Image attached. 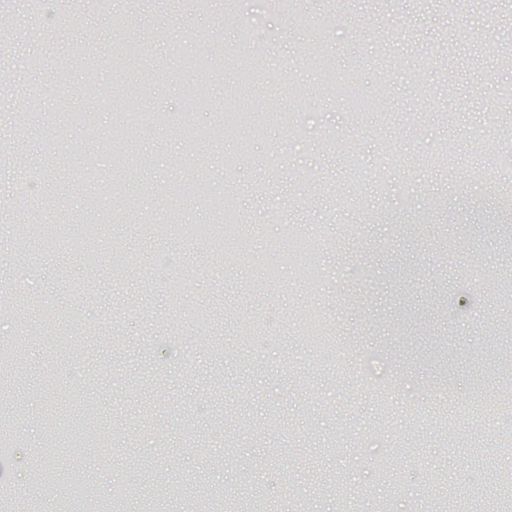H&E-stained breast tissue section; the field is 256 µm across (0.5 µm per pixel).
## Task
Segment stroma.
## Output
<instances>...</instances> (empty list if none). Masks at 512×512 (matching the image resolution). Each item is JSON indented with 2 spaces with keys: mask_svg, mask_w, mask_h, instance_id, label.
Wrapping results in <instances>:
<instances>
[{
  "mask_svg": "<svg viewBox=\"0 0 512 512\" xmlns=\"http://www.w3.org/2000/svg\"><path fill=\"white\" fill-rule=\"evenodd\" d=\"M0 0V134L25 113L21 143L0 155V337L25 341L19 365L0 360V398L24 408L17 444L0 454V487L25 495L34 512H63L68 483L37 451L87 404L93 424L75 459L118 512H141L131 486L157 512H196V485L247 503L260 492L269 512H429L432 474L484 512L486 491L512 471L473 457L512 424L498 400L512 374L511 274L501 262L512 233L496 225L512 191L499 188L512 153V66L486 52L512 44L500 0L456 19L430 0ZM257 16L251 60L266 81L261 105L286 119L238 154L232 135L208 144L183 139L182 124H217L243 79L238 22ZM149 30L151 69L142 95L156 109L131 150L127 174L109 160L112 132L132 111L98 106L88 78L65 63L67 46L88 40L98 91L122 99L137 59L113 63L115 27ZM222 44L207 72L210 100L183 109L178 84L199 72L194 36ZM320 45L334 72L365 95L385 94L384 115L350 116L327 97L309 55ZM305 93L289 95L294 84ZM100 133L98 189L75 205L84 172V124ZM457 170L456 182L441 173ZM39 172V194L17 186ZM198 179L229 189L243 236L266 255L284 229L330 242L318 254L321 313L342 343L313 356L299 337L293 300L298 270L286 264L269 288L244 281L196 236L204 197L184 199L168 224L176 186ZM35 219L62 236L15 238ZM207 310L200 325L182 297ZM194 307V308H195ZM71 339L47 337L45 312ZM394 470L398 488L381 483Z\"/></svg>",
  "mask_w": 512,
  "mask_h": 512,
  "instance_id": "35a3bbf8",
  "label": "stroma"
}]
</instances>
